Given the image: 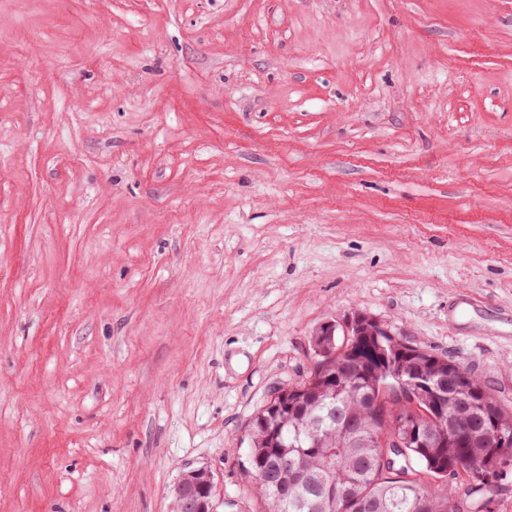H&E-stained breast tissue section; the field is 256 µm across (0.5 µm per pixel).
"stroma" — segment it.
I'll return each mask as SVG.
<instances>
[{
  "label": "stroma",
  "instance_id": "1",
  "mask_svg": "<svg viewBox=\"0 0 512 512\" xmlns=\"http://www.w3.org/2000/svg\"><path fill=\"white\" fill-rule=\"evenodd\" d=\"M357 313L512 407V0H0V512H258ZM215 477L206 466L184 473L173 489L174 512H212Z\"/></svg>",
  "mask_w": 512,
  "mask_h": 512
}]
</instances>
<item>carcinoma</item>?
I'll return each instance as SVG.
<instances>
[{
  "instance_id": "cac0c4a2",
  "label": "carcinoma",
  "mask_w": 512,
  "mask_h": 512,
  "mask_svg": "<svg viewBox=\"0 0 512 512\" xmlns=\"http://www.w3.org/2000/svg\"><path fill=\"white\" fill-rule=\"evenodd\" d=\"M330 354L320 358L322 372L307 394L306 408L296 417H274L264 403L247 425L249 448L241 470L262 512H340L327 497L349 492L345 512H486L496 482L485 481L493 472L500 478L499 461L512 460V410L502 406L478 376L456 365L448 383V418L435 410L421 387L400 382L391 371L399 356L425 364L437 374L448 370L450 359L392 336H332ZM380 395L386 405L375 430L386 437L390 460L383 449L360 446L342 427L349 419L365 421L368 397ZM325 425L318 435L322 447H309L317 419ZM495 426L504 437L502 447L489 444L484 429ZM428 433L445 448H426L413 431ZM302 459L306 475L288 485V495L257 477L282 462ZM464 467L470 481L457 486L444 471Z\"/></svg>"
}]
</instances>
